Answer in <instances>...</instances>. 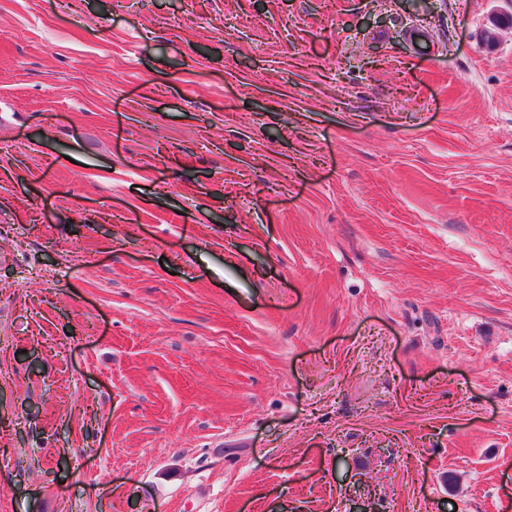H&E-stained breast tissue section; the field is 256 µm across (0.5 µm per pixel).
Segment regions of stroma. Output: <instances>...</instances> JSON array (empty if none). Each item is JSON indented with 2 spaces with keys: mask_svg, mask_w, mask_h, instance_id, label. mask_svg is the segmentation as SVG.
Segmentation results:
<instances>
[{
  "mask_svg": "<svg viewBox=\"0 0 512 512\" xmlns=\"http://www.w3.org/2000/svg\"><path fill=\"white\" fill-rule=\"evenodd\" d=\"M510 12L0 0V512H512Z\"/></svg>",
  "mask_w": 512,
  "mask_h": 512,
  "instance_id": "obj_1",
  "label": "stroma"
}]
</instances>
